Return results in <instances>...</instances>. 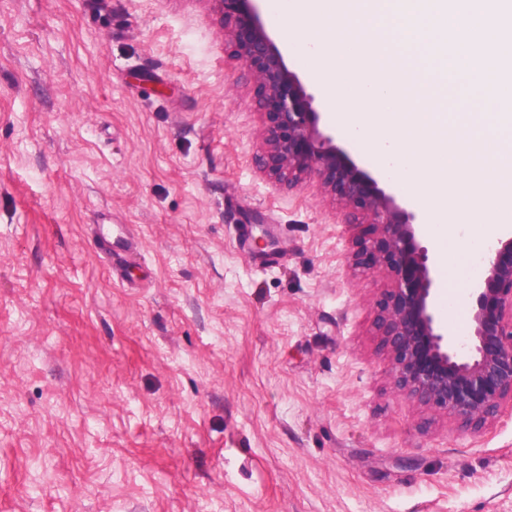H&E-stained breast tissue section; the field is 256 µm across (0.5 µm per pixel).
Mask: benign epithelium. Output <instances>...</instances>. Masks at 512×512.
Returning a JSON list of instances; mask_svg holds the SVG:
<instances>
[{
  "label": "benign epithelium",
  "instance_id": "1",
  "mask_svg": "<svg viewBox=\"0 0 512 512\" xmlns=\"http://www.w3.org/2000/svg\"><path fill=\"white\" fill-rule=\"evenodd\" d=\"M212 2L220 28L232 36L237 56L262 91L263 167L290 187L319 178L334 191L346 217L374 228L356 257L394 279L377 325L396 389L468 430H482L504 406L512 407V236L487 247V276L464 286L471 334L465 339L450 334L437 316L434 260L420 214L336 145L321 124L314 96L262 25L254 0Z\"/></svg>",
  "mask_w": 512,
  "mask_h": 512
}]
</instances>
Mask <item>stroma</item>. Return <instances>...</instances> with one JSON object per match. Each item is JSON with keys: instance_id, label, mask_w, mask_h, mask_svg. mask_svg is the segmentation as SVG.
Wrapping results in <instances>:
<instances>
[{"instance_id": "stroma-1", "label": "stroma", "mask_w": 512, "mask_h": 512, "mask_svg": "<svg viewBox=\"0 0 512 512\" xmlns=\"http://www.w3.org/2000/svg\"><path fill=\"white\" fill-rule=\"evenodd\" d=\"M234 51L210 0H0V512H512V409L397 393L374 228L264 171Z\"/></svg>"}]
</instances>
